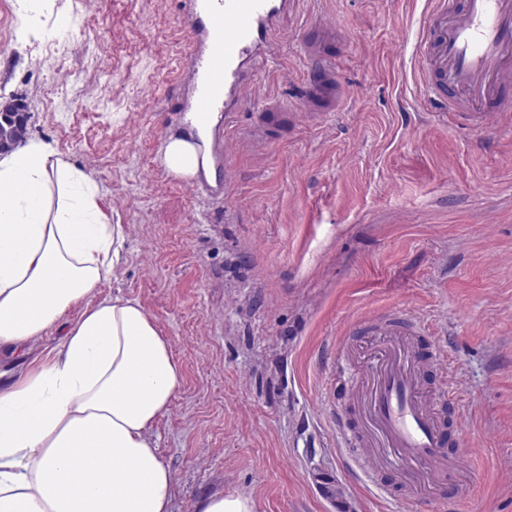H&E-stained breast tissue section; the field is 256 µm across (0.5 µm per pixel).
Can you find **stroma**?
<instances>
[{
    "label": "stroma",
    "instance_id": "stroma-1",
    "mask_svg": "<svg viewBox=\"0 0 512 512\" xmlns=\"http://www.w3.org/2000/svg\"><path fill=\"white\" fill-rule=\"evenodd\" d=\"M425 10L295 0L224 126L231 189L208 198L162 162L184 131L182 0H0V91L126 229L93 297L140 302L182 369L152 429L171 512L215 493L256 512H512V121L473 132L438 116L418 71ZM316 22L333 28L324 50L345 90L332 112L300 106ZM394 308L420 321L418 349L446 352L424 385L454 392L447 451L473 486L454 509L392 472L364 484L336 434L338 355ZM77 315L0 365L39 362Z\"/></svg>",
    "mask_w": 512,
    "mask_h": 512
}]
</instances>
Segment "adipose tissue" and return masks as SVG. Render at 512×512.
<instances>
[{"label": "adipose tissue", "mask_w": 512, "mask_h": 512, "mask_svg": "<svg viewBox=\"0 0 512 512\" xmlns=\"http://www.w3.org/2000/svg\"><path fill=\"white\" fill-rule=\"evenodd\" d=\"M124 242L82 169L37 142L0 158V347L80 310L40 363L0 372V512H171L151 429L181 368L138 301L90 299Z\"/></svg>", "instance_id": "ef3b65f1"}]
</instances>
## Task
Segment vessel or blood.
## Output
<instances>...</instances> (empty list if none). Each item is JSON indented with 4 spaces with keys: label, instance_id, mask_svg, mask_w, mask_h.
Listing matches in <instances>:
<instances>
[{
    "label": "vessel or blood",
    "instance_id": "vessel-or-blood-1",
    "mask_svg": "<svg viewBox=\"0 0 512 512\" xmlns=\"http://www.w3.org/2000/svg\"><path fill=\"white\" fill-rule=\"evenodd\" d=\"M288 0H185L184 23L191 35L188 88L180 110L190 135L215 129L249 83V63L269 51L267 37ZM421 73L437 109L454 113L473 129L512 115V0H428L421 32ZM343 91L329 56H322L300 98L309 111L338 105ZM419 325L406 312L379 315L370 330L373 352L347 364L343 380L356 417L336 411L345 445L362 451V469L381 467L405 476L410 491L441 484L461 471L449 456L443 424L450 391L425 395L423 372L445 351L420 353L413 344Z\"/></svg>",
    "mask_w": 512,
    "mask_h": 512
}]
</instances>
